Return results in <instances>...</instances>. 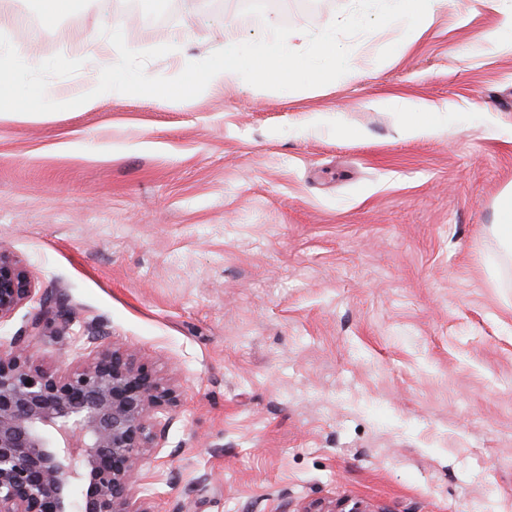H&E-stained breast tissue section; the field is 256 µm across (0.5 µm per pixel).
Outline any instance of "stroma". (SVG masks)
Here are the masks:
<instances>
[{"instance_id": "stroma-1", "label": "stroma", "mask_w": 512, "mask_h": 512, "mask_svg": "<svg viewBox=\"0 0 512 512\" xmlns=\"http://www.w3.org/2000/svg\"><path fill=\"white\" fill-rule=\"evenodd\" d=\"M349 0H0V33L35 66L83 60L60 89L170 46L152 77L286 24L289 48ZM456 0L412 43L396 25L348 40L353 70L316 88L239 82L170 101L0 112V250L32 298L71 320L32 338L58 372L106 336L175 382L180 405L136 475L153 512H512V256L493 232L512 193V39L502 11ZM435 104L428 135L377 107Z\"/></svg>"}]
</instances>
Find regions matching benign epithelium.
<instances>
[{"label":"benign epithelium","instance_id":"obj_1","mask_svg":"<svg viewBox=\"0 0 512 512\" xmlns=\"http://www.w3.org/2000/svg\"><path fill=\"white\" fill-rule=\"evenodd\" d=\"M32 296L30 280L0 250V320ZM68 326L47 299L31 323ZM74 366L50 373L22 338L0 350V512H152L132 474L160 447L180 399L175 385L138 363L129 349L92 338Z\"/></svg>","mask_w":512,"mask_h":512}]
</instances>
